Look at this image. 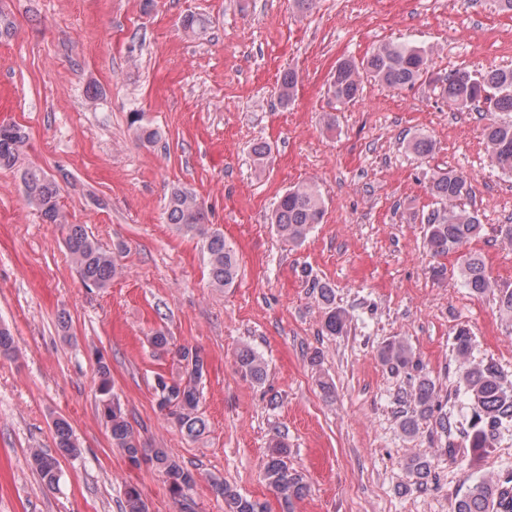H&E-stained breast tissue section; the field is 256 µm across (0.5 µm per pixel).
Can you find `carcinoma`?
I'll list each match as a JSON object with an SVG mask.
<instances>
[{
  "instance_id": "carcinoma-1",
  "label": "carcinoma",
  "mask_w": 512,
  "mask_h": 512,
  "mask_svg": "<svg viewBox=\"0 0 512 512\" xmlns=\"http://www.w3.org/2000/svg\"><path fill=\"white\" fill-rule=\"evenodd\" d=\"M427 64L423 50L410 45L382 44L363 61L346 59L334 71L330 83L332 98L338 105L353 102L361 90V74L367 73L379 82L402 88L414 85ZM442 98L458 107H467L485 101L495 112H512V68H491L476 76L459 71L451 77H440ZM297 84L293 71L283 74L279 99L284 105L291 103ZM137 139L144 145L156 143L162 134L157 128L139 125L135 128ZM487 158L491 166L505 174H512V123L491 121L485 126ZM28 137L15 124H0V168L21 166ZM21 181L27 202L39 212L48 224H60L65 229V243L72 262L83 282L95 288L108 287L119 272L116 254L101 245L82 224H70L60 205L61 188L58 181L44 170L22 166ZM428 190L441 204V209L427 218L426 246L435 255L461 252L470 241L479 237L483 225L475 213L459 207V201L473 195L474 189L466 176L453 170L433 175ZM168 222L178 231L198 236L203 241L207 255L210 283L215 288H230L239 275V258L235 249L224 240V234L206 224L203 203L188 188L174 186L166 203ZM325 202L318 186L301 183L286 190L279 198L271 223L279 237L288 245H301L315 225L323 222ZM459 276L470 293L475 296L492 295L497 300L499 312L512 316V290L496 287L486 273L483 260L476 254L462 252L458 262ZM318 295L327 306L322 329L329 335L343 333L347 326L345 312L332 306V288L318 286ZM155 352L177 356L182 373L167 377L156 375L154 389L158 407L166 412L178 430L191 440L204 435L207 421L200 410L199 389L205 373V360L197 348L171 347L168 336L157 331L150 336ZM383 362L396 368H412L416 361L411 348L402 340H393L381 347ZM99 402L98 410L109 431L112 447L122 450L133 466H151L166 483L170 496L180 512H195L188 491L195 484L192 471L165 448H147L133 427L120 401L112 393L111 369L103 356L96 359ZM242 376L261 382L266 376L262 356L251 346L244 345L238 352ZM462 379L472 405L471 432L468 447L476 456L493 447L495 434L505 420H512V384L503 382L502 374L493 363L463 364ZM411 397L422 416L431 410L434 384L426 377L417 381ZM54 445L60 455H80L72 427L58 417L53 421ZM287 447L276 442L271 446L265 464V480L276 497L281 512H295V505L309 491L304 474L289 466ZM28 463L49 490L55 489L60 480L58 459L42 448L28 450ZM504 483L478 479L455 502L454 512H512V490ZM216 496L224 499L225 512H269L268 504L249 499L238 493L220 478L211 481ZM122 512H148L140 489L128 485L124 491Z\"/></svg>"
}]
</instances>
